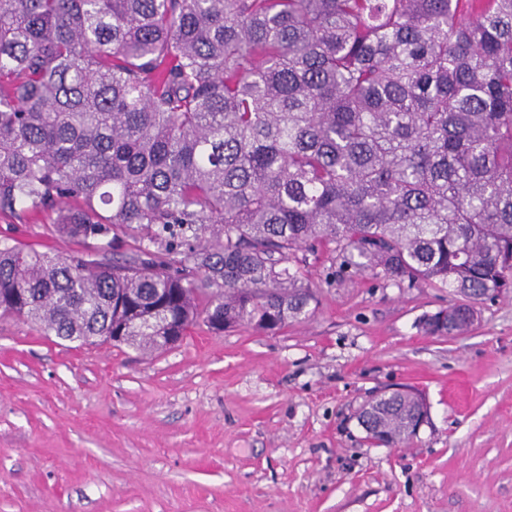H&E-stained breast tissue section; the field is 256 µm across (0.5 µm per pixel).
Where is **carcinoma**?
Here are the masks:
<instances>
[{"label":"carcinoma","instance_id":"obj_1","mask_svg":"<svg viewBox=\"0 0 512 512\" xmlns=\"http://www.w3.org/2000/svg\"><path fill=\"white\" fill-rule=\"evenodd\" d=\"M0 213L86 246L0 243V308L143 353L197 319L276 332L317 302L290 256L512 289V0H0ZM136 242L119 256V234ZM129 305L118 309L115 301ZM448 304L449 329L473 321ZM413 391L367 441L416 436Z\"/></svg>","mask_w":512,"mask_h":512}]
</instances>
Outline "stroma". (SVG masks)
Instances as JSON below:
<instances>
[{"mask_svg":"<svg viewBox=\"0 0 512 512\" xmlns=\"http://www.w3.org/2000/svg\"><path fill=\"white\" fill-rule=\"evenodd\" d=\"M0 240L79 249L44 214H0ZM290 264L319 303L275 334L200 322L143 353L0 317V512H512V296L429 336L447 289ZM399 385L429 420L370 445L358 413ZM463 306L467 307L464 304L454 302V303L448 304V308H444V309L448 310V315H449L450 319L452 320V325L449 330H448V325H446L444 327L445 331H442L439 328L430 329L426 325H423V329H424L425 333H427L431 336H447V335L461 333V332L467 330L469 327L472 326L473 321L469 317L461 314L460 309Z\"/></svg>","mask_w":512,"mask_h":512,"instance_id":"1","label":"stroma"}]
</instances>
